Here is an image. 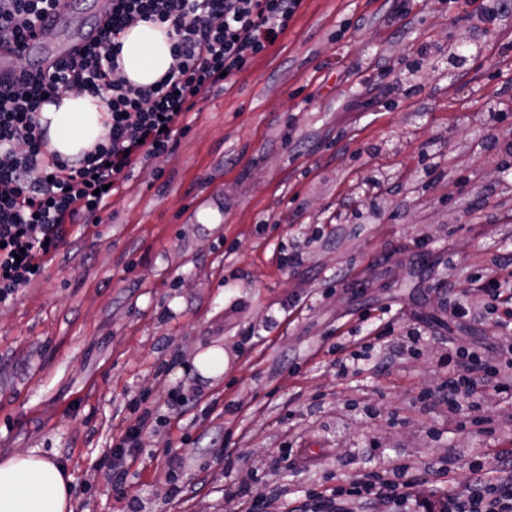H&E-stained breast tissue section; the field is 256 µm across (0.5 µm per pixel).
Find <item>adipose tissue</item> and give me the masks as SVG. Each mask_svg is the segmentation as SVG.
I'll return each instance as SVG.
<instances>
[{"mask_svg":"<svg viewBox=\"0 0 512 512\" xmlns=\"http://www.w3.org/2000/svg\"><path fill=\"white\" fill-rule=\"evenodd\" d=\"M174 39L167 26L142 22L119 38L123 75L136 86L159 81L173 64ZM108 108L96 95L81 91L59 95L41 108L48 149L75 158L102 141ZM72 477L51 458L36 452L0 459V512H74Z\"/></svg>","mask_w":512,"mask_h":512,"instance_id":"obj_1","label":"adipose tissue"}]
</instances>
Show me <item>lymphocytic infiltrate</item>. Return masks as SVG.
Returning a JSON list of instances; mask_svg holds the SVG:
<instances>
[{"label": "lymphocytic infiltrate", "mask_w": 512, "mask_h": 512, "mask_svg": "<svg viewBox=\"0 0 512 512\" xmlns=\"http://www.w3.org/2000/svg\"><path fill=\"white\" fill-rule=\"evenodd\" d=\"M60 0H0V46H23L36 25ZM303 0H111L98 38L63 64L32 73L16 66L0 79V303L38 277L67 236L69 227L112 204L136 162L165 155L189 126L204 89L222 74L243 70L287 29ZM142 21L168 25L175 37L174 62L155 84L135 86L122 75L116 39ZM103 95L109 102L104 142L69 160L46 148L39 123L41 106L70 88ZM499 261L490 274L472 278L470 303L457 307L463 320L476 318L491 303L501 328L512 327V230L477 225ZM448 381L431 400L448 406L456 429L486 437L494 429L481 415L488 400H512V357L488 364L460 346L443 356ZM487 469L474 459L463 492L439 500L417 494L424 474L404 466L384 476L367 473L345 486L306 494L289 512H512V448L496 452Z\"/></svg>", "instance_id": "f902f5d3"}]
</instances>
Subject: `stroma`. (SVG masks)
<instances>
[{"instance_id": "1", "label": "stroma", "mask_w": 512, "mask_h": 512, "mask_svg": "<svg viewBox=\"0 0 512 512\" xmlns=\"http://www.w3.org/2000/svg\"><path fill=\"white\" fill-rule=\"evenodd\" d=\"M500 4L484 0L485 25L457 22L456 0H411L403 17L390 0H304L272 47L207 89L167 155L131 170L101 223L0 304V457L54 458L75 512H241L229 488L251 491L254 512H288L405 465H452L426 490H462L486 441L420 395L452 345L489 362L512 345L490 311L453 314L489 267L473 225H512V171L473 144L485 123L512 130ZM461 39L477 60L418 65L417 48ZM376 175L382 193L362 196ZM352 198L362 219L336 228ZM364 314L394 333L364 343L346 377L342 344ZM412 329L418 343L394 356ZM208 349L224 352L219 377L193 365ZM135 397L150 419L120 484L103 459L136 423Z\"/></svg>"}]
</instances>
